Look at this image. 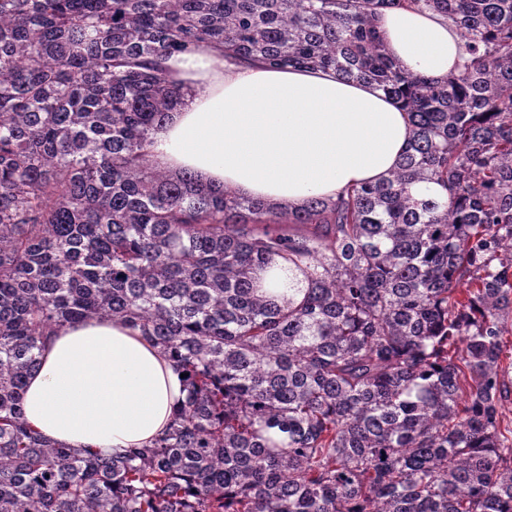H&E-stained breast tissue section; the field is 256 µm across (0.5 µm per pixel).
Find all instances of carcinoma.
<instances>
[{"label": "carcinoma", "instance_id": "carcinoma-1", "mask_svg": "<svg viewBox=\"0 0 512 512\" xmlns=\"http://www.w3.org/2000/svg\"><path fill=\"white\" fill-rule=\"evenodd\" d=\"M399 8L462 66L392 58ZM217 47L375 85L412 126L393 171L293 211L155 166L164 61ZM100 315L187 373L120 456L22 412L54 328ZM511 318L512 0H0V512H512ZM380 27L387 52L413 73L441 80L462 62L456 28L440 16L389 10L381 15ZM504 342L507 345V358L503 360L504 367L508 368L507 374L505 375L506 388L502 399L499 402V415L501 421V429L512 430V332L504 336ZM511 352V354H510ZM511 355V359L508 358ZM511 362V366H510Z\"/></svg>", "mask_w": 512, "mask_h": 512}]
</instances>
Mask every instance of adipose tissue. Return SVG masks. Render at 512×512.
I'll return each instance as SVG.
<instances>
[{
	"mask_svg": "<svg viewBox=\"0 0 512 512\" xmlns=\"http://www.w3.org/2000/svg\"><path fill=\"white\" fill-rule=\"evenodd\" d=\"M380 27L387 52L411 72L441 80L461 61L460 37L440 16L389 10ZM165 68L181 96L149 134L152 161L276 208L380 181L411 136L392 99L332 69H275L219 49L173 54ZM186 396L180 371L158 347L99 317L55 329L22 406L52 441L115 455L161 435Z\"/></svg>",
	"mask_w": 512,
	"mask_h": 512,
	"instance_id": "obj_1",
	"label": "adipose tissue"
}]
</instances>
